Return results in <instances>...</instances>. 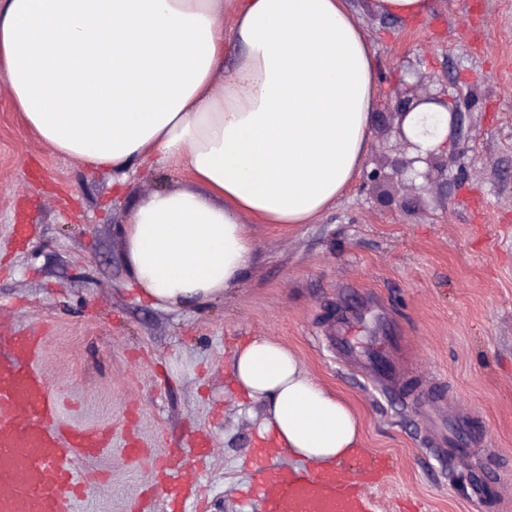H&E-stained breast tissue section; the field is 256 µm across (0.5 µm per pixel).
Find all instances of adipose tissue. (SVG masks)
Instances as JSON below:
<instances>
[{
	"label": "adipose tissue",
	"mask_w": 512,
	"mask_h": 512,
	"mask_svg": "<svg viewBox=\"0 0 512 512\" xmlns=\"http://www.w3.org/2000/svg\"><path fill=\"white\" fill-rule=\"evenodd\" d=\"M0 0V76L26 126L52 150L112 170L186 166L124 230L141 298L176 309L240 284L258 224H307L360 175L379 64L349 0ZM238 58L224 67V42ZM223 74L224 87L213 79ZM447 103L404 130L424 156L450 135ZM236 387L263 403L261 434L320 467L361 443L347 402L268 336L238 346Z\"/></svg>",
	"instance_id": "ef3b65f1"
}]
</instances>
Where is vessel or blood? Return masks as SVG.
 <instances>
[{"label":"vessel or blood","instance_id":"vessel-or-blood-1","mask_svg":"<svg viewBox=\"0 0 512 512\" xmlns=\"http://www.w3.org/2000/svg\"><path fill=\"white\" fill-rule=\"evenodd\" d=\"M42 330L9 336L0 351V512H79L80 457L108 451L109 431L65 424L42 369ZM355 467L367 483L384 480L394 462L358 453ZM253 489L264 512H375L359 486L336 467L322 470L258 466Z\"/></svg>","mask_w":512,"mask_h":512}]
</instances>
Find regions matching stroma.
<instances>
[{
	"label": "stroma",
	"instance_id": "obj_1",
	"mask_svg": "<svg viewBox=\"0 0 512 512\" xmlns=\"http://www.w3.org/2000/svg\"><path fill=\"white\" fill-rule=\"evenodd\" d=\"M380 96L399 79L449 95L472 89L464 150L448 151V198L359 179L311 224H260L257 256L224 299L175 310L141 299L123 231L155 189L185 168L108 169L63 157L28 130L0 84V331L40 327L49 390L64 423L105 428L109 452L80 458L81 512H262L246 461L262 403L231 383L236 347L255 336L294 352L361 423V445L391 455L371 488L376 512H512V0H430L418 19L361 10ZM394 342L367 380L333 352L342 333L365 348L376 326ZM479 442L468 457L431 452L429 399ZM137 437L146 450L132 460ZM210 451L198 455L196 437ZM201 474L195 498L156 485V457Z\"/></svg>",
	"mask_w": 512,
	"mask_h": 512
}]
</instances>
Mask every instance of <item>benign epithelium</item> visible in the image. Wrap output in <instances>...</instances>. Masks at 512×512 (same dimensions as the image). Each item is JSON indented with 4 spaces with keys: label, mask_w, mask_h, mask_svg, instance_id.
<instances>
[{
    "label": "benign epithelium",
    "mask_w": 512,
    "mask_h": 512,
    "mask_svg": "<svg viewBox=\"0 0 512 512\" xmlns=\"http://www.w3.org/2000/svg\"><path fill=\"white\" fill-rule=\"evenodd\" d=\"M415 85L403 82L402 87L396 88L389 93L385 105L384 119L388 121V133L394 135L398 140V155L391 160V166L396 176L415 181L418 178L424 180L425 185L435 188L439 195L446 194L448 190V156L444 153H430L426 157H410L407 152L416 148L402 130V120L407 112L424 97L414 94ZM472 90L461 92L456 96L453 104V128L452 139L455 145H460L463 139L460 107L464 102L469 101ZM421 162L424 167L418 169L415 163Z\"/></svg>",
    "instance_id": "1"
}]
</instances>
